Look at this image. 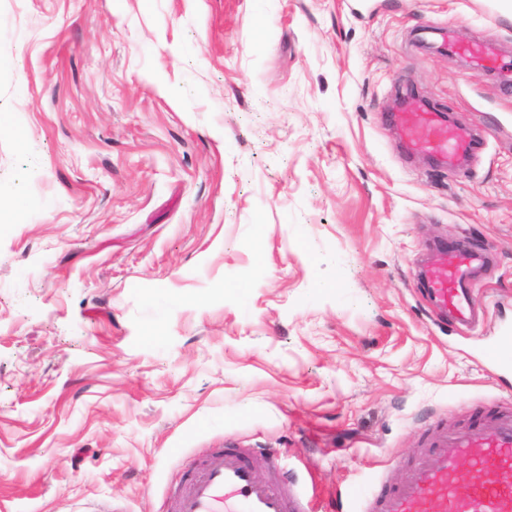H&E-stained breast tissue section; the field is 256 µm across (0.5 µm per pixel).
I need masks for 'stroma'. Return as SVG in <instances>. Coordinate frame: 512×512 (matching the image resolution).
I'll use <instances>...</instances> for the list:
<instances>
[{
    "instance_id": "obj_1",
    "label": "stroma",
    "mask_w": 512,
    "mask_h": 512,
    "mask_svg": "<svg viewBox=\"0 0 512 512\" xmlns=\"http://www.w3.org/2000/svg\"><path fill=\"white\" fill-rule=\"evenodd\" d=\"M408 88L467 170L405 146ZM0 114V512H173L224 446L324 506L512 409V0H0ZM434 243L487 252L480 329ZM484 258L461 251L456 262L448 264V247L436 245L428 251L422 279L431 299L439 312L451 314L466 329H472L479 321L482 303L476 294L480 285L473 276Z\"/></svg>"
}]
</instances>
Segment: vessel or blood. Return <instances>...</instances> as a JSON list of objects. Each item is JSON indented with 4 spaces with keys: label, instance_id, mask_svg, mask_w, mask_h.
Masks as SVG:
<instances>
[{
    "label": "vessel or blood",
    "instance_id": "1",
    "mask_svg": "<svg viewBox=\"0 0 512 512\" xmlns=\"http://www.w3.org/2000/svg\"><path fill=\"white\" fill-rule=\"evenodd\" d=\"M396 119L407 136L422 135L440 165L460 169L473 154L470 129L444 122L431 110L410 105ZM483 257L462 251L429 249L423 279L438 311L451 314L465 328L479 321L475 270ZM275 448H218L194 471L174 503V512H317L314 498L294 482L277 476ZM272 478L257 480V466ZM469 493L461 497L458 486ZM362 512H512V412L493 411L455 430L440 428L427 448L407 467L403 481L379 488Z\"/></svg>",
    "mask_w": 512,
    "mask_h": 512
}]
</instances>
